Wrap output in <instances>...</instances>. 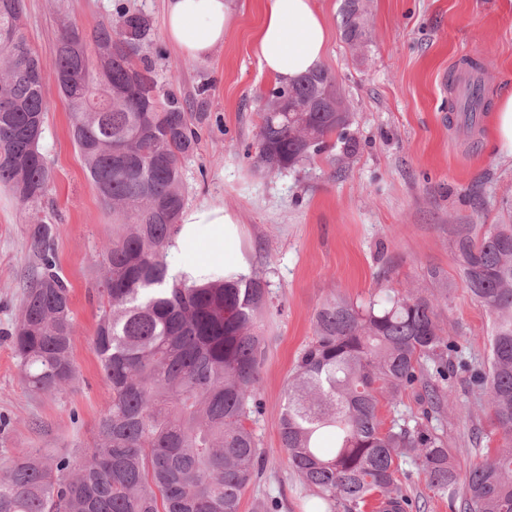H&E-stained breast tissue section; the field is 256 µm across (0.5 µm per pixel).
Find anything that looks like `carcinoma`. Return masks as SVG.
<instances>
[{
	"label": "carcinoma",
	"instance_id": "1",
	"mask_svg": "<svg viewBox=\"0 0 512 512\" xmlns=\"http://www.w3.org/2000/svg\"><path fill=\"white\" fill-rule=\"evenodd\" d=\"M152 27L116 8L115 23L87 36L63 29L55 76L91 180L112 208V241L101 261L93 348L112 390L95 445L77 458L21 448L0 472V512H240L264 449L256 431L265 346L261 278L212 272L189 283L170 276L169 248L186 205L183 165L198 144L196 114L154 74L145 48ZM42 67L23 22V0H0V186L38 207L50 182L34 124H45ZM288 111L259 113L256 166L295 171L336 137L351 151L350 123L336 125L323 68L265 94ZM486 107L481 82L460 101L473 131ZM55 226L35 225L18 315L6 331L25 382L51 392L76 379L68 282L51 245ZM458 270L491 319L488 365L471 367L504 439L497 452L460 465L444 431L416 417L378 416L417 386L440 412L435 384L459 357L441 335L434 302L380 288L364 304L342 296L316 309L313 338L298 354L280 418L282 447L317 512H412L399 486L411 461L428 486L465 512H512V220L454 239Z\"/></svg>",
	"mask_w": 512,
	"mask_h": 512
}]
</instances>
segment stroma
<instances>
[{"label":"stroma","instance_id":"1","mask_svg":"<svg viewBox=\"0 0 512 512\" xmlns=\"http://www.w3.org/2000/svg\"><path fill=\"white\" fill-rule=\"evenodd\" d=\"M142 10L153 26L148 50L164 90L189 111L205 113L199 148L184 166L187 208L220 206L224 266L260 276L268 307L259 317L266 340L261 369L265 450L262 473L245 491L241 512H309L311 498L281 446L279 423L300 350L313 337L316 308L333 295L367 301L378 287L433 300L444 335L465 356L486 362L490 319L467 293L452 247L461 224H498L512 203V164L490 146L492 112L483 132L457 124L448 76L466 58L483 67L487 101L512 93V0H364L368 42L344 37V0H318L328 23L323 67L352 117L354 155L316 156L297 172L254 167L261 96L273 84L254 55L262 21L259 0H233L234 26L203 61L165 41L162 0H23L29 40L46 68L64 27L91 32L111 20L117 2ZM42 152L51 171L38 208L0 187V470L15 449L78 455L90 447L112 393L92 347L97 322L99 261L112 233L71 130L67 102L47 75ZM56 227L53 249L71 288L77 378L52 393L26 384L5 332L20 306L36 221ZM452 404L432 424L450 438L456 460H479L501 447L486 402L463 376L448 380ZM418 512H461L429 488L411 463L399 474Z\"/></svg>","mask_w":512,"mask_h":512}]
</instances>
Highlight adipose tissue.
<instances>
[{
	"label": "adipose tissue",
	"instance_id": "1",
	"mask_svg": "<svg viewBox=\"0 0 512 512\" xmlns=\"http://www.w3.org/2000/svg\"><path fill=\"white\" fill-rule=\"evenodd\" d=\"M263 21L254 38L262 70L282 84L317 69L329 31L315 0H262ZM234 22L230 0H164L166 42L183 56L204 60L222 46ZM170 248V272L198 276L224 262V209L183 211Z\"/></svg>",
	"mask_w": 512,
	"mask_h": 512
}]
</instances>
